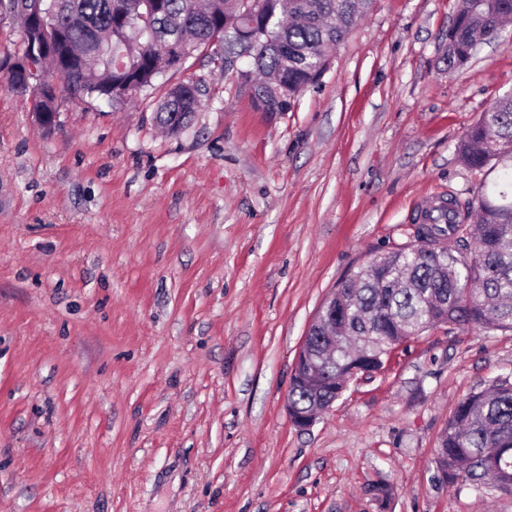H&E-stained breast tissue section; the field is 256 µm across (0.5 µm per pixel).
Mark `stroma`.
I'll list each match as a JSON object with an SVG mask.
<instances>
[{
  "label": "stroma",
  "mask_w": 512,
  "mask_h": 512,
  "mask_svg": "<svg viewBox=\"0 0 512 512\" xmlns=\"http://www.w3.org/2000/svg\"><path fill=\"white\" fill-rule=\"evenodd\" d=\"M458 0H372L317 84L263 112L219 52L123 108L0 71V512H512L437 479L458 402L512 377V331L437 325L306 430L297 351L337 283L467 203L456 144L512 92V24L442 61ZM194 82L179 133L158 93Z\"/></svg>",
  "instance_id": "1"
}]
</instances>
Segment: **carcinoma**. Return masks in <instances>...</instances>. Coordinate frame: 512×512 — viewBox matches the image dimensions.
Instances as JSON below:
<instances>
[{
  "instance_id": "cac0c4a2",
  "label": "carcinoma",
  "mask_w": 512,
  "mask_h": 512,
  "mask_svg": "<svg viewBox=\"0 0 512 512\" xmlns=\"http://www.w3.org/2000/svg\"><path fill=\"white\" fill-rule=\"evenodd\" d=\"M37 7L59 15V32L48 37L64 51L80 49L88 67L61 64L60 78L79 97H112L123 107L156 89L168 69L167 48L186 60L219 41L224 69L248 57L250 82L286 112L327 69L336 49L368 9L369 0H257L244 15L237 0H0V14ZM512 20V0H462L448 28V68H462L477 48L499 38ZM190 88L164 92L156 121L170 130L187 125L194 111L184 107ZM470 170L506 169L480 185L470 210L474 223L459 220L456 208L440 211L417 228L418 243L389 252L341 280L336 293V346L327 348L324 329H310L309 363L321 366L323 385L313 389L306 374L291 378L288 404L305 412L342 397L352 377L382 367L401 342L448 324L478 331H512V95L494 101L456 144ZM465 233L470 254L443 251L439 244ZM437 464L446 482L478 488L491 477L512 493V378L497 377L463 398L446 425Z\"/></svg>"
}]
</instances>
